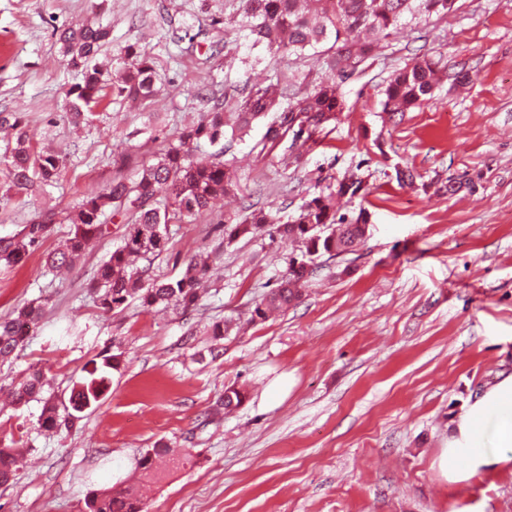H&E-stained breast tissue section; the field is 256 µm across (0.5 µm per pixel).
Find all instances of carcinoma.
<instances>
[{
  "instance_id": "1",
  "label": "carcinoma",
  "mask_w": 512,
  "mask_h": 512,
  "mask_svg": "<svg viewBox=\"0 0 512 512\" xmlns=\"http://www.w3.org/2000/svg\"><path fill=\"white\" fill-rule=\"evenodd\" d=\"M240 20L232 30L234 41L260 47L269 55L286 52L298 58L311 57L322 64L326 74L303 91L290 90L273 68L265 84L252 86L241 97L203 95L210 106L200 117L185 125L178 143L166 146L152 164L131 168L133 159L122 155L115 161L112 180L104 189L86 195L61 219L55 214L24 226L9 238H0V266L20 264L30 249L48 238L52 225H69L62 247L48 253L45 263L54 272L69 269L91 243L104 236L107 224L121 218L124 232L121 244L100 264L90 285L94 301L106 312L123 308L131 300L144 307L163 305L184 312L199 305L201 288L208 281L214 256L198 252L189 257L174 279L150 274V257L167 250L168 226L191 224L211 211L214 202L241 192L239 178L222 161L197 157L201 142L214 143L231 133L244 132L254 121L270 112L280 114L282 123L298 126L311 139L342 111L341 85L366 61L373 48L388 42L402 26L433 15L445 16L456 10L457 0H236ZM107 27L77 21L60 31L67 65L78 75L69 89L71 116L76 124H89L95 110L107 97L145 104L157 94L156 69L152 56L143 48H124L125 67L112 77L96 56L108 42ZM441 60L424 54L410 66L391 75L384 89L383 111L396 115L432 94L442 72ZM23 116L0 113V129L14 131V146L3 157L0 180L9 198L30 194L36 187L57 181L62 160L50 151H37L23 130ZM361 180L349 177L338 182L336 192L319 195L300 207L292 220L281 223L278 214L248 206L238 214L224 217V233L230 239L266 232L298 240L302 255L312 269L333 259L336 252H347L362 243L366 212L350 218L337 215L336 197L350 199L360 191ZM145 265H138L139 261ZM312 273H289L257 305L252 318L263 319L270 309L288 308L302 296ZM42 314L39 305H27L12 316L0 319V361L10 360L23 347L28 329ZM99 368L87 371L84 381L74 384L69 404L59 406L55 399H42L40 427L46 431L69 428L86 408L100 402L106 377ZM44 380L40 371L31 372L13 389L14 403L26 405L41 396ZM0 444V484L11 480L23 458V449ZM161 443L146 449L139 459L145 474L156 470L158 461L169 454ZM85 512H145L135 485L120 483L85 501Z\"/></svg>"
}]
</instances>
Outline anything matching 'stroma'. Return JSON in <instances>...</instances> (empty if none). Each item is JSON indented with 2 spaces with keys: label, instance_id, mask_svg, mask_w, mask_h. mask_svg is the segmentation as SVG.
Instances as JSON below:
<instances>
[{
  "label": "stroma",
  "instance_id": "35a3bbf8",
  "mask_svg": "<svg viewBox=\"0 0 512 512\" xmlns=\"http://www.w3.org/2000/svg\"><path fill=\"white\" fill-rule=\"evenodd\" d=\"M225 0H0V111L21 113L35 149L57 152L59 183L31 201L0 200V237L46 212L63 214L104 188L112 158L140 161L175 141L203 85L239 91L269 67L315 80L319 67L285 54L253 65L225 42ZM455 12L401 28L341 86L343 110L312 141L269 113L243 136L203 144L241 179L239 202L290 220L348 176L358 197L338 212L369 214L355 253L330 260L301 300L251 321L301 245L280 237L227 240L219 203L170 227L154 259L176 276L200 251L220 249L198 309L131 301L106 313L89 285L121 243L109 224L63 277L48 272L50 237L13 268L0 267V317L34 303L43 314L25 347L0 364V384L41 370L45 391L68 400L91 362L120 355L104 399L71 430L38 427L40 402L0 409V440L20 438L28 465L0 485V512H83L92 492L141 480L148 512H512V468L449 483L438 467L455 421L512 374V0H457ZM97 13L111 31L98 62L111 74L122 49L154 57L162 89L146 110L105 101L90 125L69 119L67 67L56 32ZM430 51L449 72L409 112H383L393 70ZM467 69L466 86L451 75ZM412 169L413 184L396 180ZM230 322L223 340L210 328ZM245 392L217 408L225 388ZM164 442L186 467L144 480L139 453Z\"/></svg>",
  "mask_w": 512,
  "mask_h": 512
}]
</instances>
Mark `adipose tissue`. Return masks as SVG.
I'll list each match as a JSON object with an SVG mask.
<instances>
[{"instance_id": "adipose-tissue-1", "label": "adipose tissue", "mask_w": 512, "mask_h": 512, "mask_svg": "<svg viewBox=\"0 0 512 512\" xmlns=\"http://www.w3.org/2000/svg\"><path fill=\"white\" fill-rule=\"evenodd\" d=\"M512 465V375L488 389L461 414L441 466L449 483Z\"/></svg>"}]
</instances>
